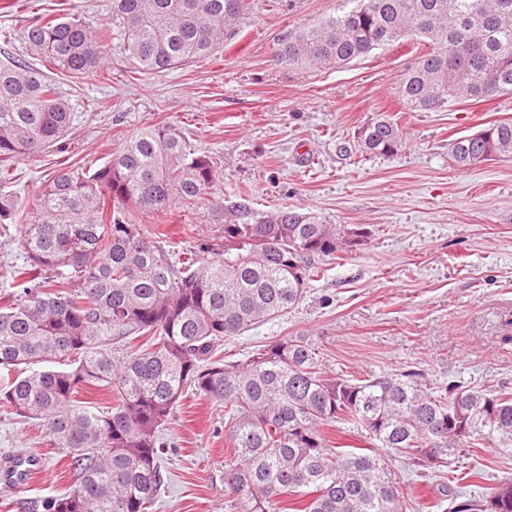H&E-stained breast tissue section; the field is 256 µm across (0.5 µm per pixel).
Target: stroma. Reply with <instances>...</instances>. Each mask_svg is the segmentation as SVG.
<instances>
[{
  "label": "stroma",
  "instance_id": "obj_1",
  "mask_svg": "<svg viewBox=\"0 0 512 512\" xmlns=\"http://www.w3.org/2000/svg\"><path fill=\"white\" fill-rule=\"evenodd\" d=\"M111 0H0V51L25 56L23 30L43 15L77 12L105 24ZM342 0H254L208 58L166 73L140 72L119 44L106 48L105 73L58 76L77 103L71 132L33 159L10 164L0 192H20L37 210L44 181L57 170L106 161L149 124L178 129L192 148L216 155L223 170L205 200L139 214L144 234L170 251L190 249L217 230L220 199L244 195L255 207H288L328 224L366 228L365 245L318 262L304 299L281 317L229 338L228 361L290 336H307L329 374L363 380L418 372L434 389L457 381L486 390L512 388V157L469 169L453 166L450 143L512 121V94L412 112L397 87L423 53L416 40L380 48L344 69L281 65L278 42L335 14ZM402 127L397 154L361 153L358 129L377 114ZM165 484L154 512H226L224 464L234 450L224 407L187 390L162 428ZM24 454L41 468L17 493L0 487V512L70 490L67 461L32 422L0 414V465ZM406 512H420L450 477L471 497L512 483V452L485 444L417 476L385 448Z\"/></svg>",
  "mask_w": 512,
  "mask_h": 512
}]
</instances>
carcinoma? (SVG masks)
<instances>
[{
	"instance_id": "carcinoma-1",
	"label": "carcinoma",
	"mask_w": 512,
	"mask_h": 512,
	"mask_svg": "<svg viewBox=\"0 0 512 512\" xmlns=\"http://www.w3.org/2000/svg\"><path fill=\"white\" fill-rule=\"evenodd\" d=\"M252 0H111L107 28L81 14L38 20L21 34L27 52L79 78L104 68L108 38L145 74L210 56L235 35ZM341 13L285 36L286 66L343 68L391 43L415 38L429 51L404 70L398 96L414 112L512 92V0H346ZM75 105L43 70L0 61V162L34 158L72 128ZM359 147L397 153L403 133L377 115ZM478 153L512 156V122L450 143L455 167ZM210 155L170 125H149L97 170L62 168L39 194L32 219L23 199L0 194V224L12 226L25 262L0 303V413L36 421L48 447L76 477L69 491L29 501V512H151L164 485L160 428L185 389L224 404L234 460L224 463L228 512H405L391 448L421 470L484 441L512 450V392L452 384L432 391L415 372L354 383L329 376L316 345L291 336L247 359L217 355L224 339L273 320L303 298L315 260L351 252L367 232L307 213L263 210L226 198L217 233L180 254L162 249L129 208L164 211L203 199L220 181ZM49 273L45 281L39 275ZM145 337L123 357L112 347ZM64 362L68 370L52 364ZM42 370L17 374L22 365ZM110 390V410L78 405L85 386ZM365 432L360 451H339L325 427ZM445 512H512V483L482 498L438 487Z\"/></svg>"
}]
</instances>
